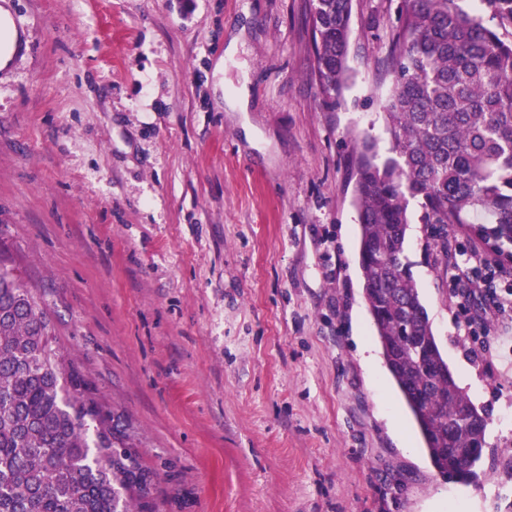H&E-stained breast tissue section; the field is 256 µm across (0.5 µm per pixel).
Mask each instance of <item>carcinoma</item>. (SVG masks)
<instances>
[{
	"label": "carcinoma",
	"mask_w": 512,
	"mask_h": 512,
	"mask_svg": "<svg viewBox=\"0 0 512 512\" xmlns=\"http://www.w3.org/2000/svg\"><path fill=\"white\" fill-rule=\"evenodd\" d=\"M497 27L456 0H405L383 105L388 155L356 150L363 294L387 368L435 470L466 480L486 417L434 336L406 261L410 206L422 224L458 226L512 264V0H481ZM352 0H313L325 92L348 78ZM0 512H132L121 491L148 477L121 449L19 268L0 255Z\"/></svg>",
	"instance_id": "1"
}]
</instances>
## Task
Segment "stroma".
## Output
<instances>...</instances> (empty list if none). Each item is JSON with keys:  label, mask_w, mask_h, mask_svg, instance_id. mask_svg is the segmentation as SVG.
Listing matches in <instances>:
<instances>
[{"label": "stroma", "mask_w": 512, "mask_h": 512, "mask_svg": "<svg viewBox=\"0 0 512 512\" xmlns=\"http://www.w3.org/2000/svg\"><path fill=\"white\" fill-rule=\"evenodd\" d=\"M403 0H354L349 80L314 76L312 0H18L0 70V244L150 512H512V362L470 354L453 270L406 260L488 419L476 476L431 465L377 344L353 204ZM372 361H364L363 345Z\"/></svg>", "instance_id": "obj_1"}]
</instances>
